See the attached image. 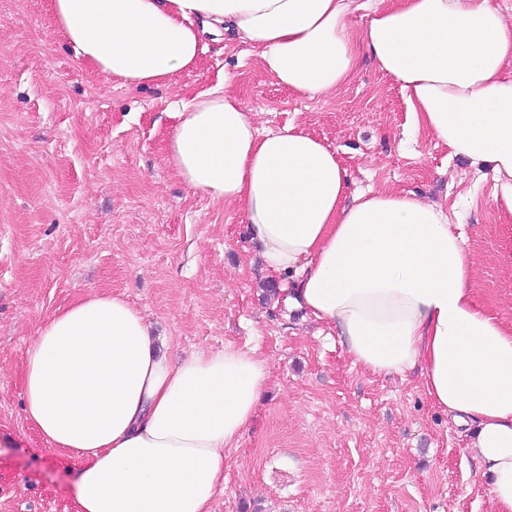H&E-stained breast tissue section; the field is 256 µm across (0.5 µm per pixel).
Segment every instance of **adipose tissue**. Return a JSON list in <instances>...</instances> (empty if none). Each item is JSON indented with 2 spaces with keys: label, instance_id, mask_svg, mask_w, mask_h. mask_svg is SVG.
Instances as JSON below:
<instances>
[{
  "label": "adipose tissue",
  "instance_id": "1",
  "mask_svg": "<svg viewBox=\"0 0 512 512\" xmlns=\"http://www.w3.org/2000/svg\"><path fill=\"white\" fill-rule=\"evenodd\" d=\"M50 0L78 59L140 88L195 69L225 33L301 94L347 84L367 49L401 88L414 126L489 170L512 206V20L495 0ZM167 145L195 192L237 205L290 305L336 330L354 364L419 371L432 404L471 431L497 512H512V323L470 286L442 204L394 190L348 196L336 152L295 127L260 132L216 84L183 101ZM266 359L232 345L173 362L124 297L75 299L25 349L24 410L80 462L78 512H210L250 426Z\"/></svg>",
  "mask_w": 512,
  "mask_h": 512
}]
</instances>
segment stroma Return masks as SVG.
<instances>
[{"mask_svg": "<svg viewBox=\"0 0 512 512\" xmlns=\"http://www.w3.org/2000/svg\"><path fill=\"white\" fill-rule=\"evenodd\" d=\"M49 0H0V512H77V460L23 415V352L73 298L122 294L170 359L231 343L269 364L212 512H493L468 450L419 372L354 367L338 336L288 306L235 206L168 166L180 101L231 74L260 131L303 127L336 149L347 192L443 200L480 304L512 321V210L491 174L428 133L370 56L335 94L279 85L236 40L167 86L92 73Z\"/></svg>", "mask_w": 512, "mask_h": 512, "instance_id": "1", "label": "stroma"}]
</instances>
